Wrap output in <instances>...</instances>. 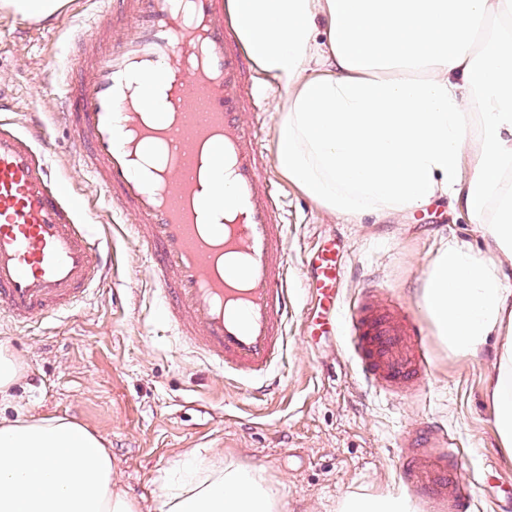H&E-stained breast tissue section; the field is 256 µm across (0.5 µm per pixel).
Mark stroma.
I'll return each mask as SVG.
<instances>
[{"mask_svg":"<svg viewBox=\"0 0 512 512\" xmlns=\"http://www.w3.org/2000/svg\"><path fill=\"white\" fill-rule=\"evenodd\" d=\"M96 7L95 0H65L51 30L0 12V116L21 128L44 122L51 172L110 261L107 277L57 316L20 326L0 315V343L24 365L11 399L0 403V418L59 415L88 426L111 448L121 486L142 512H159L166 477L194 448L265 469L285 512H340L351 496L403 493L400 470L416 454L406 441L437 425L457 437L469 512H512V454L497 442L486 396L492 349L452 358L429 325V369L420 385H370L358 375L344 334H306L316 305L308 258L325 241H335L341 257L342 312L368 298L380 318L422 320L423 279L442 240L479 249L477 225L444 203L348 224L270 170L264 184L274 189L285 224L294 311L280 389L273 400L256 401L169 335L141 248L93 189L79 163L81 139L53 119L70 36L91 26ZM252 79L261 110L247 121L270 157L279 92L260 74Z\"/></svg>","mask_w":512,"mask_h":512,"instance_id":"stroma-1","label":"stroma"}]
</instances>
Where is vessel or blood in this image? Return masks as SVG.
Segmentation results:
<instances>
[{
	"label": "vessel or blood",
	"instance_id": "vessel-or-blood-1",
	"mask_svg": "<svg viewBox=\"0 0 512 512\" xmlns=\"http://www.w3.org/2000/svg\"><path fill=\"white\" fill-rule=\"evenodd\" d=\"M95 25L72 44L82 80L64 84L62 121L86 145L81 157L112 214L130 219L166 322L212 368L235 377L252 397L278 387L288 293L285 228L273 191L260 184L272 163L246 123L259 108L250 66L224 24L225 0H101ZM134 17L116 27L115 13ZM112 37L99 41L102 29ZM152 73L168 96L157 120L138 108L132 81ZM160 146L169 161L153 177L138 168L141 148ZM229 180L232 224L205 227L212 190ZM317 316L311 333L335 332L340 271L334 243L312 258ZM103 276L98 245L50 173L45 127L0 121V312L14 322L57 314ZM349 348L365 379L418 382L427 373L417 318L383 324L357 307L346 316ZM420 463L403 468L412 497L434 512H468L470 493L457 476L454 436L428 430Z\"/></svg>",
	"mask_w": 512,
	"mask_h": 512
}]
</instances>
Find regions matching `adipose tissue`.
I'll list each match as a JSON object with an SVG mask.
<instances>
[{"mask_svg":"<svg viewBox=\"0 0 512 512\" xmlns=\"http://www.w3.org/2000/svg\"><path fill=\"white\" fill-rule=\"evenodd\" d=\"M237 39L281 92L274 161L354 222L438 200L484 248L443 242L422 305L450 355L493 346L487 391L512 449V0H228ZM162 512H281L265 471L204 450ZM0 512H142L102 438L75 420L0 421Z\"/></svg>","mask_w":512,"mask_h":512,"instance_id":"ef3b65f1","label":"adipose tissue"}]
</instances>
